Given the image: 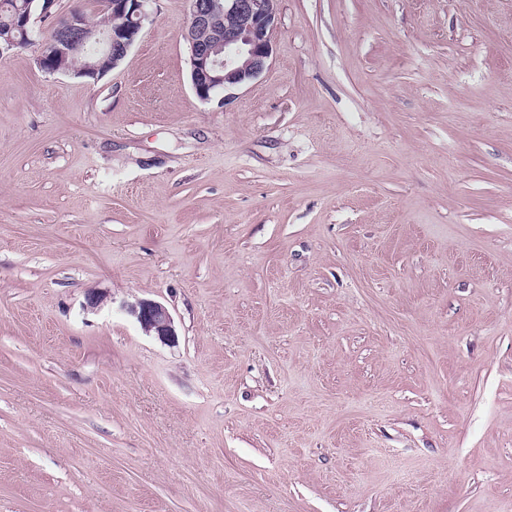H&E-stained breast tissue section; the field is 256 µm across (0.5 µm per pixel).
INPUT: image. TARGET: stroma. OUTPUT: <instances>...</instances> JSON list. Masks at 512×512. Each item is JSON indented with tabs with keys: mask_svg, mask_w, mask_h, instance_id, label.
<instances>
[{
	"mask_svg": "<svg viewBox=\"0 0 512 512\" xmlns=\"http://www.w3.org/2000/svg\"><path fill=\"white\" fill-rule=\"evenodd\" d=\"M148 10L0 57V512H512V0H279L225 106ZM149 2L151 0L100 1L102 11L116 20L112 24V20L103 16L98 24H112L106 27H93L82 12H73L57 25L49 38L40 41L39 67L51 73L97 78L107 71L89 62L80 67L73 63L76 57L102 55L112 63V67L107 63L104 66L109 70L115 68L126 57L149 18L146 9ZM147 335H153L165 343H175L177 333L174 319L168 308L160 302L140 299L125 307Z\"/></svg>",
	"mask_w": 512,
	"mask_h": 512,
	"instance_id": "stroma-1",
	"label": "stroma"
}]
</instances>
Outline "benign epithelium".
Listing matches in <instances>:
<instances>
[{
  "mask_svg": "<svg viewBox=\"0 0 512 512\" xmlns=\"http://www.w3.org/2000/svg\"><path fill=\"white\" fill-rule=\"evenodd\" d=\"M57 0H15L13 28L0 31V56L24 47L39 36L36 20L48 17ZM151 0H101V9L116 23L93 27L73 12L49 38L40 41L39 67L51 73L95 78L104 71L76 58L103 56L117 66L138 39L149 18ZM279 0H189L190 22L184 33L189 47L190 79L196 97L210 102L231 101L230 90L257 79L273 59L272 35L278 23ZM20 30L24 40L12 35ZM147 335L165 343L177 339L174 319L163 304L140 299L125 306Z\"/></svg>",
  "mask_w": 512,
  "mask_h": 512,
  "instance_id": "benign-epithelium-1",
  "label": "benign epithelium"
}]
</instances>
